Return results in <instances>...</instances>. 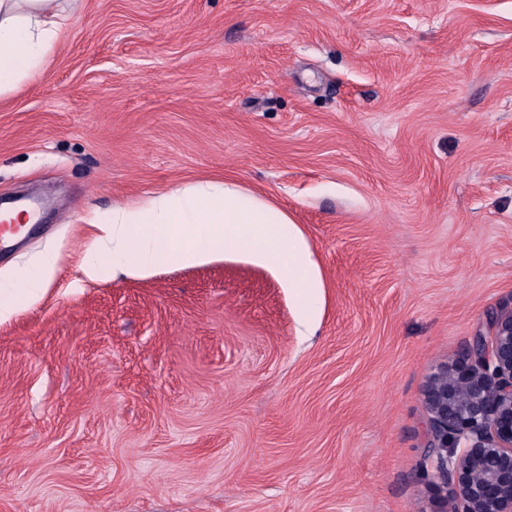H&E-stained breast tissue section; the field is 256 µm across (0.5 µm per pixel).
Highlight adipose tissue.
I'll return each mask as SVG.
<instances>
[{
  "label": "adipose tissue",
  "mask_w": 512,
  "mask_h": 512,
  "mask_svg": "<svg viewBox=\"0 0 512 512\" xmlns=\"http://www.w3.org/2000/svg\"><path fill=\"white\" fill-rule=\"evenodd\" d=\"M62 12L61 0H0V96L42 72L55 46L69 38ZM101 230L80 265L92 281L111 269L143 276L173 260L193 266L231 252L274 268L305 306H312L320 285L287 214L224 184H197L114 209ZM54 265L48 256L40 275L24 272L0 281L1 320L16 312V294L37 300Z\"/></svg>",
  "instance_id": "obj_1"
}]
</instances>
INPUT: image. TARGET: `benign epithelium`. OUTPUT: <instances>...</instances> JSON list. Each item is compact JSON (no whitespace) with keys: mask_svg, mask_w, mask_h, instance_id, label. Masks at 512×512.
I'll return each instance as SVG.
<instances>
[{"mask_svg":"<svg viewBox=\"0 0 512 512\" xmlns=\"http://www.w3.org/2000/svg\"><path fill=\"white\" fill-rule=\"evenodd\" d=\"M423 401L439 512H512V309L440 368Z\"/></svg>","mask_w":512,"mask_h":512,"instance_id":"1","label":"benign epithelium"}]
</instances>
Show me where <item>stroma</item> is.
Instances as JSON below:
<instances>
[{
	"label": "stroma",
	"instance_id": "obj_1",
	"mask_svg": "<svg viewBox=\"0 0 512 512\" xmlns=\"http://www.w3.org/2000/svg\"><path fill=\"white\" fill-rule=\"evenodd\" d=\"M0 97V512H437L423 391L512 309V0H70ZM219 182L321 282L226 254L98 281L112 208ZM55 260L45 257L41 261V274L38 276L22 272L15 280L0 281V319H6L17 310L16 290H22L27 301H36L42 288L54 271ZM22 288V289H17Z\"/></svg>",
	"mask_w": 512,
	"mask_h": 512
}]
</instances>
